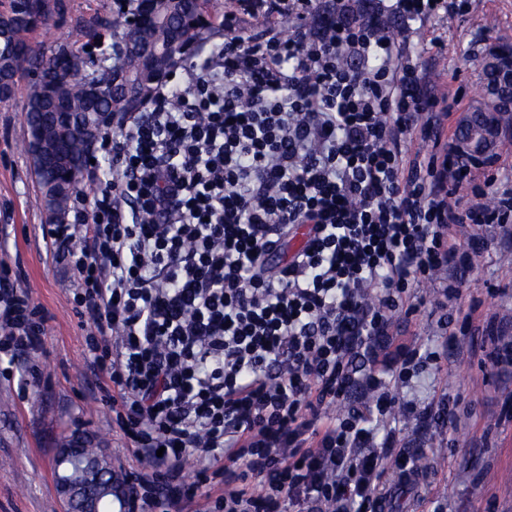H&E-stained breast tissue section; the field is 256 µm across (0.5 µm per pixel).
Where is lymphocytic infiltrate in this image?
Returning <instances> with one entry per match:
<instances>
[{
  "label": "lymphocytic infiltrate",
  "mask_w": 512,
  "mask_h": 512,
  "mask_svg": "<svg viewBox=\"0 0 512 512\" xmlns=\"http://www.w3.org/2000/svg\"><path fill=\"white\" fill-rule=\"evenodd\" d=\"M237 6L223 49L103 135L108 166L51 246L93 325L87 360L140 466V512H379L389 480L421 467L378 423L454 421L447 401L400 398L440 356L392 346L393 318L433 283L437 326L470 331L444 311L471 265L456 236L497 224L512 247V178L455 157L448 95L414 50L459 0ZM415 134L430 151H404ZM45 325L1 273L0 358L40 354Z\"/></svg>",
  "instance_id": "f902f5d3"
}]
</instances>
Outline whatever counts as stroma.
Returning a JSON list of instances; mask_svg holds the SVG:
<instances>
[{
    "label": "stroma",
    "instance_id": "stroma-1",
    "mask_svg": "<svg viewBox=\"0 0 512 512\" xmlns=\"http://www.w3.org/2000/svg\"><path fill=\"white\" fill-rule=\"evenodd\" d=\"M74 47H81L78 20L96 17L105 29L117 18L114 0H62ZM512 44V0H469L462 13L425 27L417 41L449 91L463 90L475 105L482 93L479 61L489 44ZM27 79L0 101V270L18 275L48 315L43 352L0 367V512H63L52 475L56 448L73 432L87 433L92 447L106 449L115 468L132 462L112 424V402L90 369L85 336L90 325L77 315L71 273L47 247L44 202L24 151ZM496 228L472 227L459 240L473 255L469 288L450 301L454 316L474 323L494 319L503 344H512V262L491 246ZM422 309L397 320L399 342L438 351L405 388L427 405L449 399L456 422L446 431L403 416L389 425L399 447L420 455L424 481L390 484L388 512H512V364L486 358L481 335L447 342L429 317L434 285L416 288Z\"/></svg>",
    "mask_w": 512,
    "mask_h": 512
}]
</instances>
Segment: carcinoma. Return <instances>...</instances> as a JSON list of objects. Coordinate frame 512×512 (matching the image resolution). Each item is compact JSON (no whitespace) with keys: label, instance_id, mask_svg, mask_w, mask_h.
Listing matches in <instances>:
<instances>
[{"label":"carcinoma","instance_id":"1","mask_svg":"<svg viewBox=\"0 0 512 512\" xmlns=\"http://www.w3.org/2000/svg\"><path fill=\"white\" fill-rule=\"evenodd\" d=\"M153 12L170 17L171 24L149 25L140 32V39L153 45L157 52L155 69L166 62L164 50L181 33L191 42L203 38L212 29L214 21L223 14L220 0H154ZM61 15L55 7L52 16L42 20L33 17L22 0H10L7 9L0 12V75H4L3 98L13 95L15 77L20 72L30 76V92L25 107L27 139L25 148L37 185L45 198L46 219L67 211L78 192L79 176L75 168H68L59 156H72L85 164L88 156L82 139L70 127L88 125L98 132L95 113L108 107L109 100L89 97L87 87L96 85L112 94L113 63L123 68L126 79L146 81L151 73L135 55H120L125 35L115 37L111 52L99 62L88 61L70 49V35L60 33L52 59L43 73H37L38 53L28 40V34L38 26H47Z\"/></svg>","mask_w":512,"mask_h":512}]
</instances>
